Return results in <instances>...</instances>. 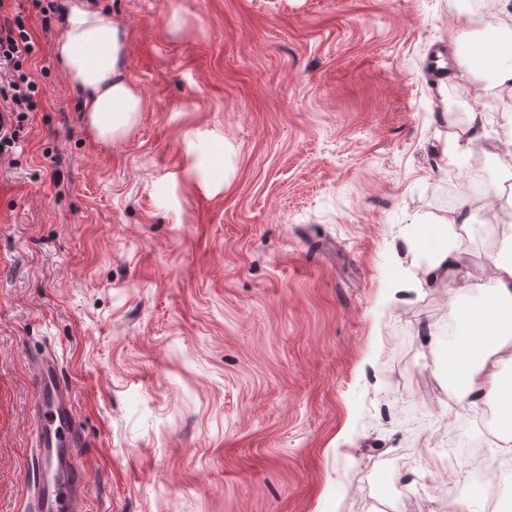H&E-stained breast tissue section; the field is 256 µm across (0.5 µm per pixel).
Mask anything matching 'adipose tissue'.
Here are the masks:
<instances>
[{
    "label": "adipose tissue",
    "mask_w": 512,
    "mask_h": 512,
    "mask_svg": "<svg viewBox=\"0 0 512 512\" xmlns=\"http://www.w3.org/2000/svg\"><path fill=\"white\" fill-rule=\"evenodd\" d=\"M486 32V41L471 43L459 77L476 91L512 99V65L497 63L499 57L512 53V13L501 11L487 23ZM127 52V33L120 23L105 20L90 0H66L63 33L54 50L56 61L68 81L81 90L86 123L103 142L115 143L128 136L145 110L141 90L123 71ZM466 223L463 213L453 211L428 227L432 248L424 273L429 279L455 277L463 257L448 233ZM492 264L493 300L477 309L455 310V363L448 373L468 378L460 395L466 406L476 410L486 398H494L500 416L512 423V395L498 371L499 364H512V230L505 234Z\"/></svg>",
    "instance_id": "1"
}]
</instances>
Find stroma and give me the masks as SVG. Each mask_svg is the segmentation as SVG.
<instances>
[{
    "mask_svg": "<svg viewBox=\"0 0 512 512\" xmlns=\"http://www.w3.org/2000/svg\"><path fill=\"white\" fill-rule=\"evenodd\" d=\"M99 2L146 105L116 143L57 67L48 0L7 5L39 92L0 155V512L38 482L50 351L89 512H484L469 458L437 468L482 436L448 404L447 330L492 299L484 209L454 281L426 280L420 239L470 196L441 112L479 114L471 160L505 171L512 100L427 73L459 0ZM200 132L224 138L216 193L183 175Z\"/></svg>",
    "mask_w": 512,
    "mask_h": 512,
    "instance_id": "obj_1",
    "label": "stroma"
}]
</instances>
